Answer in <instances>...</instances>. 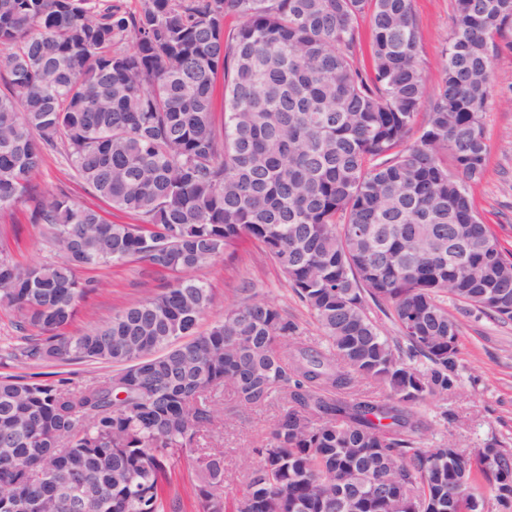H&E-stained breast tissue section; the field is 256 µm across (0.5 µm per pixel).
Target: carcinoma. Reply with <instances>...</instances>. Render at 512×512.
<instances>
[{
  "label": "carcinoma",
  "mask_w": 512,
  "mask_h": 512,
  "mask_svg": "<svg viewBox=\"0 0 512 512\" xmlns=\"http://www.w3.org/2000/svg\"><path fill=\"white\" fill-rule=\"evenodd\" d=\"M228 16L240 20L230 32ZM452 22L431 91L412 0H142L136 13L112 0H0V212L27 204L49 242L75 245L29 266L0 254V302L20 313L0 361L117 368L78 388L0 376V512L512 506V463L457 468L453 442L423 446L421 408L458 384L459 325L440 298L512 321V252L469 192L489 153L492 55L512 0H454ZM60 146L75 177L135 223L65 194L34 196ZM246 239L280 267L325 348L297 345L298 322L266 301L196 333L213 297L195 272ZM453 245L470 247L471 263L449 260ZM133 261L173 282L66 335L99 287L77 272ZM368 298L398 335L368 315ZM359 377L385 399L354 393ZM226 387L245 408L282 402L234 496L223 492V449L203 444ZM185 464L195 478L180 485ZM343 480L387 481L394 498L357 496L338 511Z\"/></svg>",
  "instance_id": "1"
}]
</instances>
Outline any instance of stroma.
<instances>
[{"instance_id":"35a3bbf8","label":"stroma","mask_w":512,"mask_h":512,"mask_svg":"<svg viewBox=\"0 0 512 512\" xmlns=\"http://www.w3.org/2000/svg\"><path fill=\"white\" fill-rule=\"evenodd\" d=\"M419 31L418 53L428 88H435L442 75L451 32L452 0H413ZM506 44L493 57L497 91L489 100L485 128L489 153L482 178L472 183L470 193L483 221L505 249L512 251V30ZM38 194L64 193L94 208L102 207L96 194L76 182L62 152L47 153L34 178ZM0 251L13 261L31 265L54 257L55 252L29 221L26 206L0 213ZM84 280L101 286L81 300L66 326V334L78 336L111 320L113 313L142 300L148 292L165 288L168 278L154 274L142 262L96 267L80 271ZM197 276L210 288L213 303L198 325L199 332L221 318L227 308L247 299L269 300L299 324L298 342L323 348L322 335L308 312L287 284L280 269L256 242L225 251ZM448 312L460 326L459 383L453 394L437 397L427 405L433 421L424 438L431 448L442 439L472 451L497 440L512 442V322L501 323L479 312L460 309L448 302ZM65 378L72 385L99 384L113 374L112 365L97 361L72 364L33 363L17 360L0 365V375ZM220 429L213 442L224 449L225 492L246 483L254 450L273 426L279 414L277 404L244 409L231 394L220 397L217 406Z\"/></svg>"}]
</instances>
